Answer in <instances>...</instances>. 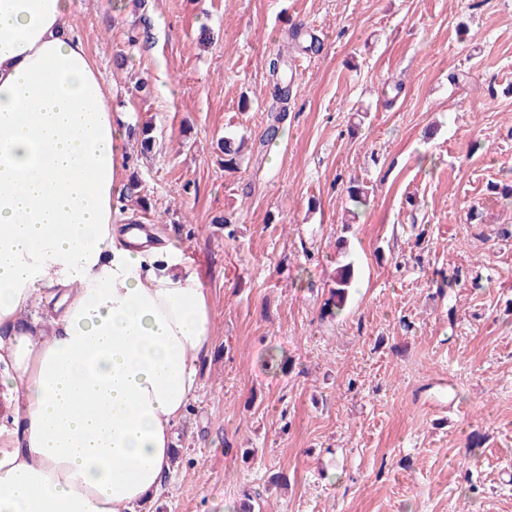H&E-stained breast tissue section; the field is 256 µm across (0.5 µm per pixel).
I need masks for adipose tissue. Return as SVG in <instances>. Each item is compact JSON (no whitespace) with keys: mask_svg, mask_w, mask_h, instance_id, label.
Returning a JSON list of instances; mask_svg holds the SVG:
<instances>
[{"mask_svg":"<svg viewBox=\"0 0 512 512\" xmlns=\"http://www.w3.org/2000/svg\"><path fill=\"white\" fill-rule=\"evenodd\" d=\"M71 0H0V512H135L211 349L170 241L118 223L125 133Z\"/></svg>","mask_w":512,"mask_h":512,"instance_id":"1","label":"adipose tissue"}]
</instances>
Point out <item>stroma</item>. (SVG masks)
Masks as SVG:
<instances>
[{
	"label": "stroma",
	"instance_id": "1",
	"mask_svg": "<svg viewBox=\"0 0 512 512\" xmlns=\"http://www.w3.org/2000/svg\"><path fill=\"white\" fill-rule=\"evenodd\" d=\"M71 26L147 201L118 221L176 241L214 312L172 478L138 512H512V0H72ZM273 52L291 93L264 144ZM354 278V268L351 263H344L336 268L335 288L331 290V296L325 302L323 315L337 316L345 308L349 290Z\"/></svg>",
	"mask_w": 512,
	"mask_h": 512
}]
</instances>
